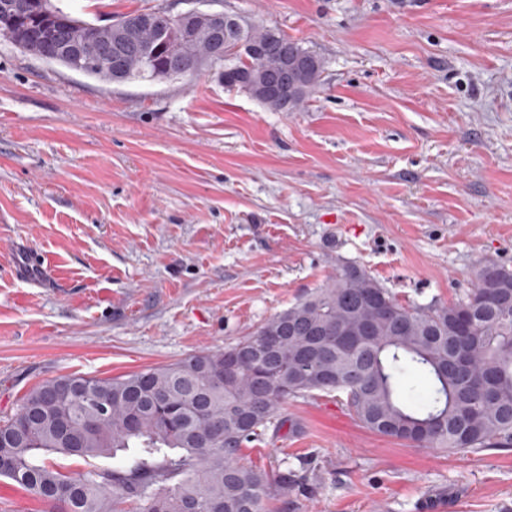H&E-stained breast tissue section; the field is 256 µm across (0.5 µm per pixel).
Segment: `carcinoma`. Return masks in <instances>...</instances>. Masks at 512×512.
I'll use <instances>...</instances> for the list:
<instances>
[{
	"instance_id": "carcinoma-1",
	"label": "carcinoma",
	"mask_w": 512,
	"mask_h": 512,
	"mask_svg": "<svg viewBox=\"0 0 512 512\" xmlns=\"http://www.w3.org/2000/svg\"><path fill=\"white\" fill-rule=\"evenodd\" d=\"M8 2L16 22L0 35L32 40L46 34L97 58L112 28L95 32L77 19L69 27L39 18L29 0ZM253 42L276 53L233 52L228 34L224 64L251 83L280 65V53L312 54L277 28L250 25ZM151 47L148 60L142 48ZM213 50L206 32L181 38L177 53L155 30L135 43L112 45L125 81H161L170 59L179 78L207 70ZM317 60L299 92L285 99L256 97L275 112H295L320 83ZM278 346L264 349L267 337ZM236 353L237 370L224 376ZM420 372L429 394L410 401L402 378ZM345 395L365 427L414 447L467 453L512 445V268L490 264L470 290L448 307L399 303L366 271L336 269L323 287L262 323L249 336L217 351L120 377L65 375L42 382L0 423V477L60 512H265L272 491L288 493L291 471L270 473L238 462L289 399L314 393ZM57 454L84 468L62 471Z\"/></svg>"
}]
</instances>
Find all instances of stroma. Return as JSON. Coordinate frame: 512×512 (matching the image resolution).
Masks as SVG:
<instances>
[{
    "mask_svg": "<svg viewBox=\"0 0 512 512\" xmlns=\"http://www.w3.org/2000/svg\"><path fill=\"white\" fill-rule=\"evenodd\" d=\"M105 24L183 0H56ZM324 61L296 112L213 72L104 83L0 37V419L35 385L235 344L342 264L444 307L512 267V0H221ZM49 261L17 278L15 248ZM243 465L268 512H512V447H410L339 393L288 401Z\"/></svg>",
    "mask_w": 512,
    "mask_h": 512,
    "instance_id": "35a3bbf8",
    "label": "stroma"
}]
</instances>
